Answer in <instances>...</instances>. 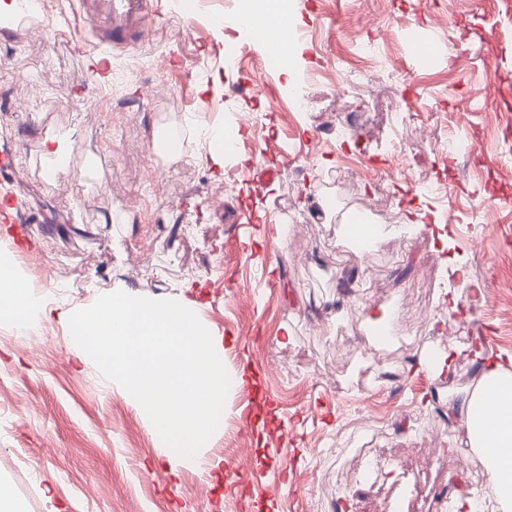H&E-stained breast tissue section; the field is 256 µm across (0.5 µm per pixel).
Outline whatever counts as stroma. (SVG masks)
Wrapping results in <instances>:
<instances>
[{
	"label": "stroma",
	"instance_id": "obj_1",
	"mask_svg": "<svg viewBox=\"0 0 512 512\" xmlns=\"http://www.w3.org/2000/svg\"><path fill=\"white\" fill-rule=\"evenodd\" d=\"M149 3L148 42L124 50L67 31L60 0L0 26V113L19 114L0 134V153L16 162L0 171V205L31 227L7 255L26 278L50 270V308L84 309L115 288L192 303L223 336L226 369L250 368L255 384L227 396L223 426L173 467L150 421L76 357L68 325L0 326V484L22 512H417L418 481L470 485L487 461L449 411L479 383L471 345L512 356V142L469 104L512 116V19L499 0H447L444 19L431 0H292L308 33L293 45L296 81L314 102L298 111L283 72L262 67L270 45L216 27L233 0H197L189 14L182 0ZM34 22L47 40L31 38ZM373 40L395 79L332 94V57ZM231 41L243 60L229 73ZM460 49L469 61L450 69ZM150 56L163 73L142 68ZM129 68L139 75L123 80ZM160 80L174 96L154 93ZM394 97L420 107L400 133L386 110ZM69 100L83 111H66ZM248 114L258 123L242 125L223 167L202 163V126ZM163 128L179 153L149 149ZM47 136L64 139L66 172L41 154ZM450 138L470 153L443 151ZM270 139L288 158L266 179ZM347 154L369 174L343 188L335 177ZM381 193L395 223L373 204ZM491 202L497 223L487 229L473 215ZM353 214L380 225L371 249L351 245ZM458 264L478 280L493 268L483 306H468ZM236 289L247 302L233 303ZM452 297L461 310L450 341L432 326L447 320ZM385 310L389 327L371 325ZM451 342L457 370L433 378L420 360ZM358 406L373 421L350 422ZM367 445L412 458L379 476L395 496L380 500L368 481L334 495L337 463ZM218 458L224 466L210 468Z\"/></svg>",
	"mask_w": 512,
	"mask_h": 512
}]
</instances>
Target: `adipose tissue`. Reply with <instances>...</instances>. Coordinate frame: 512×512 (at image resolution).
I'll return each mask as SVG.
<instances>
[{
	"label": "adipose tissue",
	"mask_w": 512,
	"mask_h": 512,
	"mask_svg": "<svg viewBox=\"0 0 512 512\" xmlns=\"http://www.w3.org/2000/svg\"><path fill=\"white\" fill-rule=\"evenodd\" d=\"M479 370V389L460 394L452 413L470 446L485 449L493 486L512 512V368L486 358Z\"/></svg>",
	"instance_id": "ef3b65f1"
}]
</instances>
